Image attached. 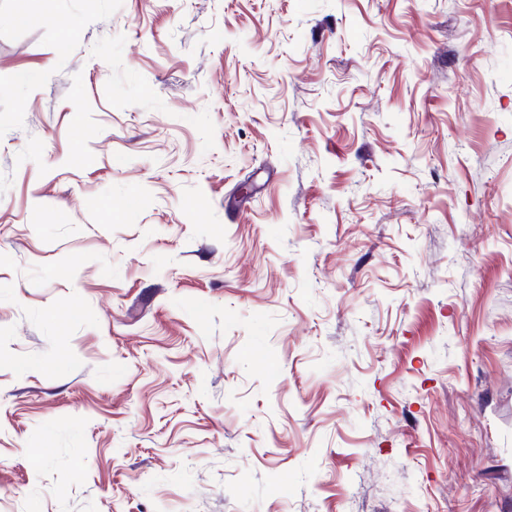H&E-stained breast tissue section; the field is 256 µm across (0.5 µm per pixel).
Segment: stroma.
<instances>
[{"label": "stroma", "mask_w": 512, "mask_h": 512, "mask_svg": "<svg viewBox=\"0 0 512 512\" xmlns=\"http://www.w3.org/2000/svg\"><path fill=\"white\" fill-rule=\"evenodd\" d=\"M16 9L0 512H512V0Z\"/></svg>", "instance_id": "obj_1"}]
</instances>
